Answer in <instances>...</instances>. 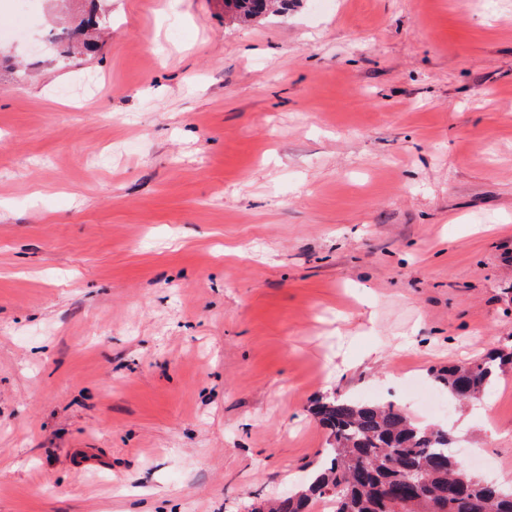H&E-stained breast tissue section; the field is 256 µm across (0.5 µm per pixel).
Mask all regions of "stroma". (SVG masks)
Returning <instances> with one entry per match:
<instances>
[{
  "mask_svg": "<svg viewBox=\"0 0 512 512\" xmlns=\"http://www.w3.org/2000/svg\"><path fill=\"white\" fill-rule=\"evenodd\" d=\"M0 0V512H250L339 394L512 482V0ZM490 407L482 417V407ZM273 2V0H224V9L248 21L268 12ZM512 369V345L497 348L485 357L463 361L435 372L434 379L448 394L460 400L486 393L499 373Z\"/></svg>",
  "mask_w": 512,
  "mask_h": 512,
  "instance_id": "obj_1",
  "label": "stroma"
}]
</instances>
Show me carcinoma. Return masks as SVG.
<instances>
[{
    "instance_id": "1",
    "label": "carcinoma",
    "mask_w": 512,
    "mask_h": 512,
    "mask_svg": "<svg viewBox=\"0 0 512 512\" xmlns=\"http://www.w3.org/2000/svg\"><path fill=\"white\" fill-rule=\"evenodd\" d=\"M272 3L224 0V9L248 21ZM72 40L67 28L47 38L64 55ZM507 369H512V345L451 364L434 379L452 397L466 400L485 394ZM314 412L329 433L323 464L301 489L252 512H312L324 499L334 502V512H512V487L475 475L451 448L450 430L415 421L392 403L342 395L317 400Z\"/></svg>"
}]
</instances>
